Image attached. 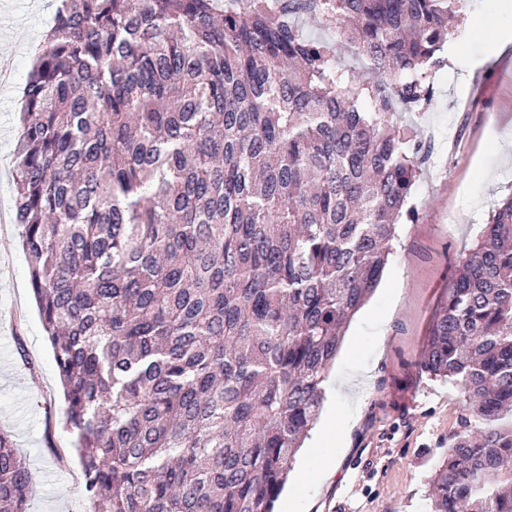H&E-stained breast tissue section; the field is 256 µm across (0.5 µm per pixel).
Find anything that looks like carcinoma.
<instances>
[{
	"label": "carcinoma",
	"instance_id": "carcinoma-1",
	"mask_svg": "<svg viewBox=\"0 0 512 512\" xmlns=\"http://www.w3.org/2000/svg\"><path fill=\"white\" fill-rule=\"evenodd\" d=\"M469 0H58L23 85L14 224L90 512H274L376 287ZM335 31L363 70L309 37ZM420 371L474 402L431 512H512V193ZM29 463L0 430V512Z\"/></svg>",
	"mask_w": 512,
	"mask_h": 512
}]
</instances>
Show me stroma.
Segmentation results:
<instances>
[{
	"label": "stroma",
	"mask_w": 512,
	"mask_h": 512,
	"mask_svg": "<svg viewBox=\"0 0 512 512\" xmlns=\"http://www.w3.org/2000/svg\"><path fill=\"white\" fill-rule=\"evenodd\" d=\"M57 0H0V211L12 210L14 146L32 48ZM512 0H476L445 45L430 105L402 121L434 144L382 278L329 371L323 448H303L275 512H426L430 479L465 414L462 392L422 374L435 310L488 213L512 189ZM32 361L36 375L24 363ZM0 429L32 474L28 512H87L63 397L15 224L0 223Z\"/></svg>",
	"instance_id": "stroma-1"
}]
</instances>
